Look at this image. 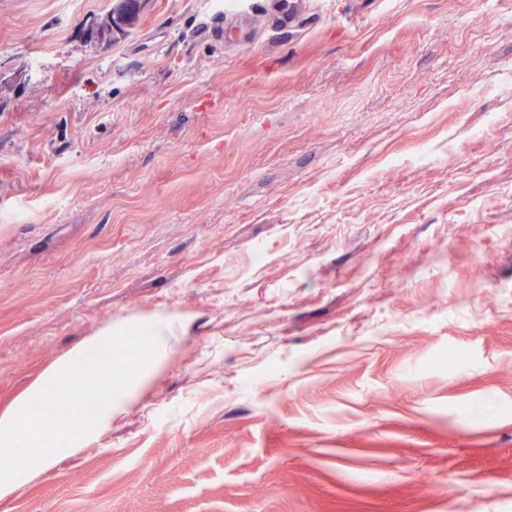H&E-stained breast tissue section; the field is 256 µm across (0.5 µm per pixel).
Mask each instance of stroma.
<instances>
[{"label": "stroma", "mask_w": 512, "mask_h": 512, "mask_svg": "<svg viewBox=\"0 0 512 512\" xmlns=\"http://www.w3.org/2000/svg\"><path fill=\"white\" fill-rule=\"evenodd\" d=\"M112 5L0 0V406L170 355L0 512H512V0ZM265 3L264 16L270 27L288 31L295 25L307 1L302 0H262ZM140 14L141 11L138 10H132L120 17V23H116L113 19L112 12H110L106 15V17L103 19V21L99 25V37L100 40H107L112 37V34L116 30L123 31L125 29H132L135 26L138 25L140 21ZM115 27V29L113 28Z\"/></svg>", "instance_id": "stroma-1"}]
</instances>
